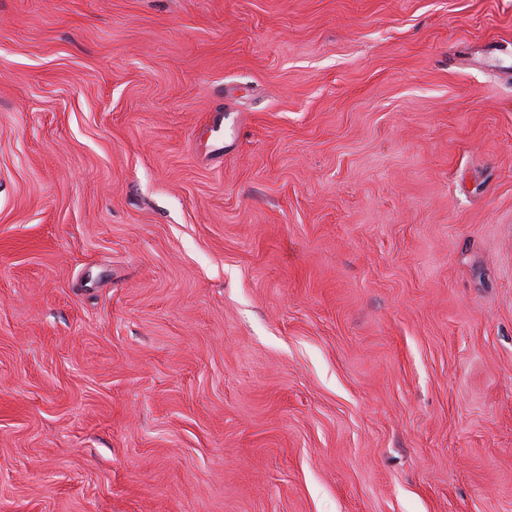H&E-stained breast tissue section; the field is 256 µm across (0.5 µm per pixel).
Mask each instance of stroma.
I'll return each mask as SVG.
<instances>
[{"instance_id": "obj_1", "label": "stroma", "mask_w": 512, "mask_h": 512, "mask_svg": "<svg viewBox=\"0 0 512 512\" xmlns=\"http://www.w3.org/2000/svg\"><path fill=\"white\" fill-rule=\"evenodd\" d=\"M0 512H512V0H0Z\"/></svg>"}]
</instances>
